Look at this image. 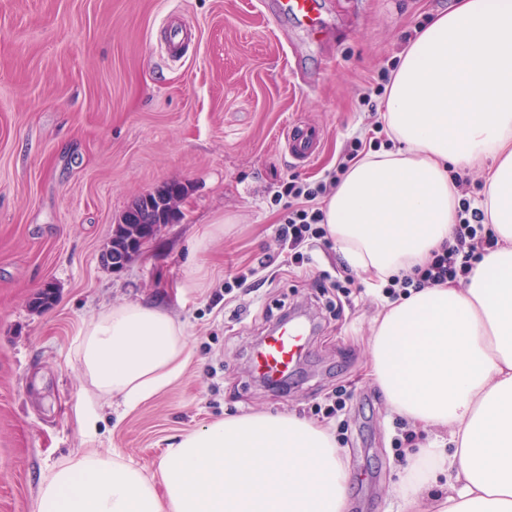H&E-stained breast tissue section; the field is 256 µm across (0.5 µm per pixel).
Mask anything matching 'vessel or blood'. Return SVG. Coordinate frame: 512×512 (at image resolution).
I'll return each mask as SVG.
<instances>
[{
	"label": "vessel or blood",
	"mask_w": 512,
	"mask_h": 512,
	"mask_svg": "<svg viewBox=\"0 0 512 512\" xmlns=\"http://www.w3.org/2000/svg\"><path fill=\"white\" fill-rule=\"evenodd\" d=\"M280 13L289 15L310 29L321 26L319 0H277ZM288 154L296 161H308L316 133L309 128H295L285 135ZM307 323L291 320L282 323L261 341L250 359V369L256 378L274 385L283 381L294 369L308 340Z\"/></svg>",
	"instance_id": "obj_1"
}]
</instances>
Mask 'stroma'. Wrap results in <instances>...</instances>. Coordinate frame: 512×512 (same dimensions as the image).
<instances>
[{"instance_id": "1", "label": "stroma", "mask_w": 512, "mask_h": 512, "mask_svg": "<svg viewBox=\"0 0 512 512\" xmlns=\"http://www.w3.org/2000/svg\"><path fill=\"white\" fill-rule=\"evenodd\" d=\"M264 0H0V512H34L41 478L95 448L154 473L170 440L227 414L293 412L336 430L352 480L348 512H409L393 491L406 464L399 416L367 377L378 294L320 289L347 266L334 241L299 263L278 250L290 179L334 171L367 138L363 87L399 64L406 31L451 0H321L314 33ZM192 40L165 51L171 15ZM312 124L321 138L305 165L283 131ZM181 182L180 218L160 227L122 268L103 260L131 202ZM211 223L224 232L197 241ZM246 276L227 289L228 275ZM45 309L31 305L45 285ZM139 302L186 326L183 376L130 412L97 403L98 432L76 410L81 328L108 307ZM313 330L303 370L283 392L252 376L253 349L281 310ZM344 392L340 417L325 413Z\"/></svg>"}]
</instances>
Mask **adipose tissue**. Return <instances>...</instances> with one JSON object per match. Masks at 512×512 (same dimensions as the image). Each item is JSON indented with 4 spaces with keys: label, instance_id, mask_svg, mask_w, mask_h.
<instances>
[{
    "label": "adipose tissue",
    "instance_id": "1",
    "mask_svg": "<svg viewBox=\"0 0 512 512\" xmlns=\"http://www.w3.org/2000/svg\"><path fill=\"white\" fill-rule=\"evenodd\" d=\"M389 149L354 162L325 200L327 230L367 283L424 265L451 239L448 169L492 160L481 207L497 248L465 285L387 303L367 373L416 429L447 431L407 454L396 493L415 506L446 481L433 512H512V0H456L406 47L381 114ZM96 396L132 410L176 382L186 328L125 303L80 331ZM351 474L323 424L294 413L229 416L177 437L156 475L96 449L43 476L35 512H346Z\"/></svg>",
    "mask_w": 512,
    "mask_h": 512
}]
</instances>
